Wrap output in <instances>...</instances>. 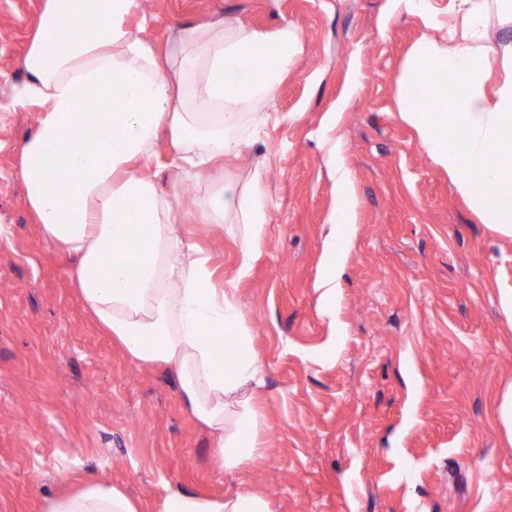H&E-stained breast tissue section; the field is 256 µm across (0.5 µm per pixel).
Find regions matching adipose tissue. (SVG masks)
I'll list each match as a JSON object with an SVG mask.
<instances>
[{
	"mask_svg": "<svg viewBox=\"0 0 512 512\" xmlns=\"http://www.w3.org/2000/svg\"><path fill=\"white\" fill-rule=\"evenodd\" d=\"M399 2L435 31L403 63L401 117L482 221L512 235V53L492 81L486 39L490 14L512 21V0H454L449 13L429 0ZM141 11L142 0H44L14 96L36 113L19 174L83 308L134 363L172 369L185 407L214 438L220 468L235 470L261 453L253 391L263 364L235 280L217 284L208 257L182 237L181 203L192 199L208 223L237 226L238 273L246 275L270 209L264 167L242 182L220 172L277 122L270 105L303 52V34L288 23L270 31L189 24L162 52L133 26ZM419 86L432 108L415 97ZM164 154L174 173L166 192L150 175ZM204 172L215 179L202 191ZM223 337L226 353L215 345ZM42 512L139 507L118 486L89 481L46 499ZM158 512H270V503L254 492L211 497L169 487Z\"/></svg>",
	"mask_w": 512,
	"mask_h": 512,
	"instance_id": "obj_1",
	"label": "adipose tissue"
}]
</instances>
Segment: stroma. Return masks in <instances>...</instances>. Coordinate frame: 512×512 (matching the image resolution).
I'll use <instances>...</instances> for the list:
<instances>
[{
    "label": "stroma",
    "instance_id": "obj_1",
    "mask_svg": "<svg viewBox=\"0 0 512 512\" xmlns=\"http://www.w3.org/2000/svg\"><path fill=\"white\" fill-rule=\"evenodd\" d=\"M42 0H0V512H41L64 482L105 480L141 512L170 484L261 493L272 512H512V236L482 223L398 112L420 17L395 0H144L162 49L174 26L233 20L301 28L305 50L237 178L263 162L262 253L236 278L237 230H183L255 330L264 362L260 457L224 472L176 376L139 366L84 311L67 264L34 224L17 170L35 114L14 104ZM333 127L355 200L338 203L323 131ZM343 238L334 318L316 283L329 232Z\"/></svg>",
    "mask_w": 512,
    "mask_h": 512
}]
</instances>
